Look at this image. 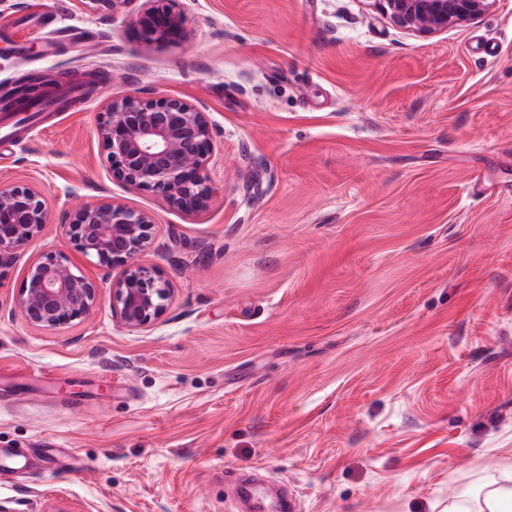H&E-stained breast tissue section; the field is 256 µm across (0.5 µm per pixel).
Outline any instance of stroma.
<instances>
[{"label":"stroma","instance_id":"stroma-1","mask_svg":"<svg viewBox=\"0 0 512 512\" xmlns=\"http://www.w3.org/2000/svg\"><path fill=\"white\" fill-rule=\"evenodd\" d=\"M80 0H0V93L56 77L72 112L0 138V183L52 222L0 266V512H230L263 468L296 512H442L512 462V0L436 36L365 0H181L173 41ZM206 112L208 207L112 179L105 103ZM151 212L167 309L112 317L117 270L62 226ZM96 280L56 329L15 307L47 250Z\"/></svg>","mask_w":512,"mask_h":512}]
</instances>
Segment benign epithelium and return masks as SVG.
Wrapping results in <instances>:
<instances>
[{"label": "benign epithelium", "instance_id": "7a95c632", "mask_svg": "<svg viewBox=\"0 0 512 512\" xmlns=\"http://www.w3.org/2000/svg\"><path fill=\"white\" fill-rule=\"evenodd\" d=\"M396 27L437 35L489 12L496 0H366ZM145 0L133 22L140 34L169 41L184 29L180 0L158 9ZM55 80L44 75L17 83L0 95V109L47 96ZM99 137L112 163V180L147 189L179 210L206 206L211 190L207 162L215 150L207 113L174 97L127 96L110 100L99 115ZM51 223L40 189L0 184V265ZM74 249L102 266L121 268L112 280V317L131 331L150 327L166 311L172 288L160 270L140 257L151 251L156 233L152 213L114 202L86 205L63 225ZM99 284L57 251L42 253L27 268L17 307L26 321L59 328L89 316L97 306Z\"/></svg>", "mask_w": 512, "mask_h": 512}]
</instances>
